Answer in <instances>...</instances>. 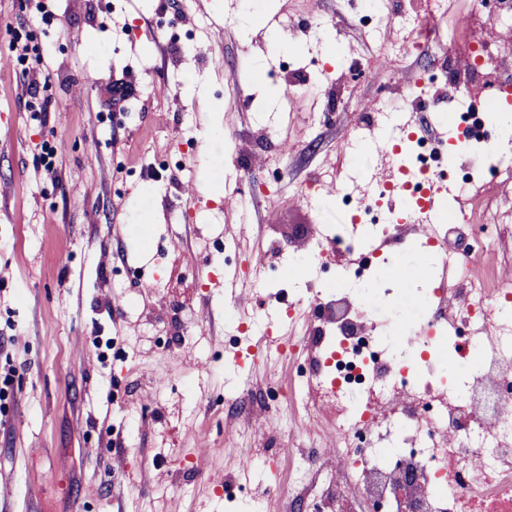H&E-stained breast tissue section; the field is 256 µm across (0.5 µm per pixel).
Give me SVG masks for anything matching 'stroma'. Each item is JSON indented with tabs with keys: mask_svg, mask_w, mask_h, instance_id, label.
<instances>
[{
	"mask_svg": "<svg viewBox=\"0 0 512 512\" xmlns=\"http://www.w3.org/2000/svg\"><path fill=\"white\" fill-rule=\"evenodd\" d=\"M38 0H0V53L12 31L50 45V102L34 120L20 69L0 67V363L16 366V401L0 425V505L6 512H237L224 497L235 476L237 427L224 423L229 384L293 374L287 361L256 359L226 372L224 246L250 256L277 241L288 264L313 225L346 223L334 201L307 206L267 190L268 131L292 117L283 157L296 180L337 167L338 180L371 181L378 156L354 153L338 167L345 130L391 91L409 113L438 122L448 90L426 101L408 89L446 58L438 46L402 72L378 69L352 83L367 48L357 19L367 0H281L290 45L268 57L262 37L244 41L234 0H45L60 18L36 17ZM324 18L321 29L310 28ZM173 28L160 39L156 23ZM337 53L322 75L323 41ZM235 75L243 92L225 88ZM133 89L121 104L114 83ZM294 85L293 112H269L264 89ZM223 110V174L246 176L255 208L182 196L198 183L206 102ZM336 103L338 119L312 131L313 112ZM55 150V171L41 156ZM308 268L290 286L247 292L246 311L275 312L295 288L320 284Z\"/></svg>",
	"mask_w": 512,
	"mask_h": 512,
	"instance_id": "obj_1",
	"label": "stroma"
}]
</instances>
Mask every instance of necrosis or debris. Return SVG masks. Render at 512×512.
<instances>
[{"instance_id": "obj_1", "label": "necrosis or debris", "mask_w": 512, "mask_h": 512, "mask_svg": "<svg viewBox=\"0 0 512 512\" xmlns=\"http://www.w3.org/2000/svg\"><path fill=\"white\" fill-rule=\"evenodd\" d=\"M369 21L387 22L397 32L383 58L366 57L353 77L369 78L379 63L397 70L412 51L409 33L448 53V67L436 82L459 89L458 55L493 95L512 94L505 84L502 56L484 40L460 50L457 26L448 20V0H426L425 11L391 12L389 0H373ZM369 118L382 130L381 141L409 152L411 161L396 179L355 190L351 210L354 235L365 239L368 255L404 244L420 217L398 224L370 219L373 207L390 193L411 202L423 199L430 181L447 177L444 147L400 120L388 97L372 106ZM512 183V157L488 158L485 167L467 165L455 179L471 192L476 211L449 208L447 222L427 225L424 246L442 274L419 302L409 303V324L390 335H372L367 322L374 294L350 295L342 283L315 295L307 308H288L291 320H304L303 333L273 335L259 314L226 306L225 333L254 337L251 354L288 360L291 382L245 383L224 401L225 423L249 422L258 408L293 420L298 435L295 473L284 474L269 442L251 440L245 466L262 462L273 480L255 512H512V280L474 275L485 254L512 264V198L501 192ZM320 267H340L349 279L369 283L366 261L349 262L355 247L331 227L314 225L303 246ZM336 429V467L323 464L320 420Z\"/></svg>"}]
</instances>
